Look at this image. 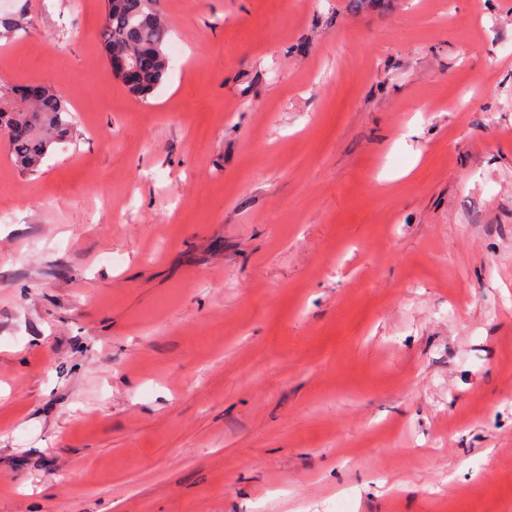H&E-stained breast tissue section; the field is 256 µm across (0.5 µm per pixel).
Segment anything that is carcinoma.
<instances>
[{
  "instance_id": "cac0c4a2",
  "label": "carcinoma",
  "mask_w": 512,
  "mask_h": 512,
  "mask_svg": "<svg viewBox=\"0 0 512 512\" xmlns=\"http://www.w3.org/2000/svg\"><path fill=\"white\" fill-rule=\"evenodd\" d=\"M108 9L99 31L106 56L124 54L141 63L137 84L128 91L137 96L151 94L164 80L169 57L165 51L170 30L159 0H107ZM32 93L21 107L0 90V135L7 139L17 166L28 174L38 172L55 145L72 137L75 118L48 85L19 88Z\"/></svg>"
}]
</instances>
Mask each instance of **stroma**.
Wrapping results in <instances>:
<instances>
[{
	"label": "stroma",
	"instance_id": "1",
	"mask_svg": "<svg viewBox=\"0 0 512 512\" xmlns=\"http://www.w3.org/2000/svg\"><path fill=\"white\" fill-rule=\"evenodd\" d=\"M8 0L0 512H512V0ZM108 9L99 31L107 59L113 54L141 63V74L134 86H125L137 96L151 94L164 80L169 57L165 51L170 30L165 24L158 0H107ZM13 88L31 92L32 99L21 107L2 91L0 84V133L7 139L17 166L34 174L56 144L72 137L75 118L46 84Z\"/></svg>",
	"mask_w": 512,
	"mask_h": 512
}]
</instances>
